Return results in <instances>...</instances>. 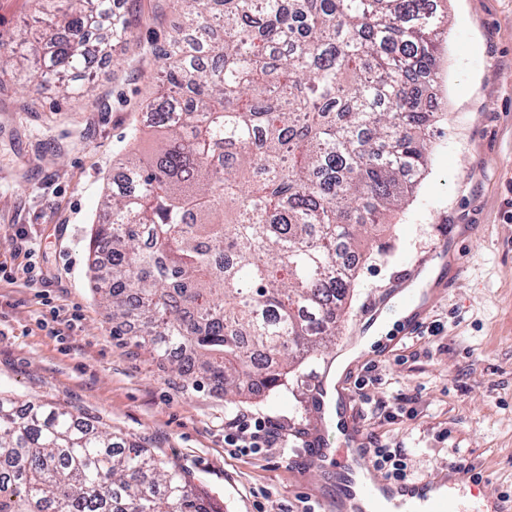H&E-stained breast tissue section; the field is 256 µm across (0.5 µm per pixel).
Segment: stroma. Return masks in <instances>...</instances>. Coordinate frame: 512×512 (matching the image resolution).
I'll return each mask as SVG.
<instances>
[{"label":"stroma","instance_id":"stroma-1","mask_svg":"<svg viewBox=\"0 0 512 512\" xmlns=\"http://www.w3.org/2000/svg\"><path fill=\"white\" fill-rule=\"evenodd\" d=\"M448 14L439 78L427 93L441 118L426 173L405 205L361 241L353 293L335 344L276 391L235 403L208 382L184 387L171 369L112 333L92 288L89 240L105 187L154 90L149 42L179 23L171 0H113L130 24L120 58L92 68L89 101L19 80L0 87V390L59 402L177 461L224 512H300L307 488L332 494L333 466L297 464L322 415L317 395L350 339H364L374 304L387 329L349 365L339 388L364 436L406 449L414 478L464 458L490 491L512 488V0H439ZM29 234L18 252L17 227ZM416 306L402 318L403 294ZM70 317L54 320L53 311ZM404 415L384 421V405ZM263 417L286 447L224 446L229 420Z\"/></svg>","mask_w":512,"mask_h":512}]
</instances>
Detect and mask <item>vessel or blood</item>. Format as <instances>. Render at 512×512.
Returning a JSON list of instances; mask_svg holds the SVG:
<instances>
[{
    "mask_svg": "<svg viewBox=\"0 0 512 512\" xmlns=\"http://www.w3.org/2000/svg\"><path fill=\"white\" fill-rule=\"evenodd\" d=\"M343 448H311L301 459L303 468L336 462V512H365L363 501L379 500L378 512H470L467 498H488L490 512H512V500L489 497L487 479L448 470L430 480L395 481L385 477L370 461L362 430L354 426Z\"/></svg>",
    "mask_w": 512,
    "mask_h": 512,
    "instance_id": "vessel-or-blood-1",
    "label": "vessel or blood"
}]
</instances>
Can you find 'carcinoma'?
<instances>
[{"label": "carcinoma", "mask_w": 512, "mask_h": 512, "mask_svg": "<svg viewBox=\"0 0 512 512\" xmlns=\"http://www.w3.org/2000/svg\"><path fill=\"white\" fill-rule=\"evenodd\" d=\"M34 40L4 38L0 82L67 79L90 45L126 43L112 0H34ZM181 24L150 49L165 90L145 100L153 155L119 162L90 253L117 327L191 386L283 385L336 340L354 284L342 263L428 167L432 78L447 16L435 0H172ZM0 512H223L175 462L53 401L0 391Z\"/></svg>", "instance_id": "carcinoma-1"}]
</instances>
